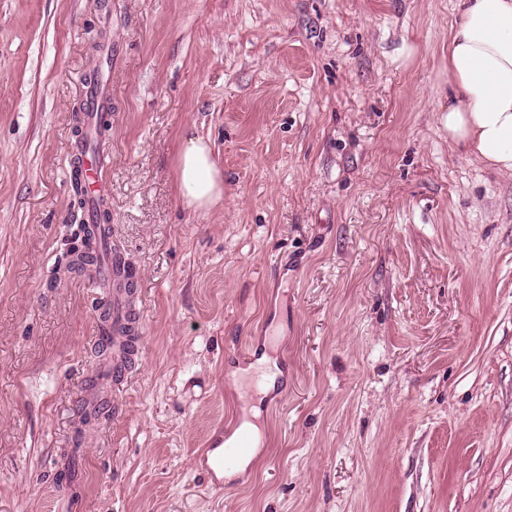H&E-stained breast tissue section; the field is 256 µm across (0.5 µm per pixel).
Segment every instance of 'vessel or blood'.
Masks as SVG:
<instances>
[{
  "label": "vessel or blood",
  "instance_id": "vessel-or-blood-1",
  "mask_svg": "<svg viewBox=\"0 0 512 512\" xmlns=\"http://www.w3.org/2000/svg\"><path fill=\"white\" fill-rule=\"evenodd\" d=\"M107 160L102 156H91L84 169L85 189L88 197H97L103 190V174ZM131 293L122 274L112 276V323L114 325V345L112 347V375L122 377L127 362L138 353L140 347L141 315L133 308ZM253 450V437L245 430L239 431L232 446L226 451L212 455L208 466L210 474L223 472L226 464L235 459L250 455Z\"/></svg>",
  "mask_w": 512,
  "mask_h": 512
}]
</instances>
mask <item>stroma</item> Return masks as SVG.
I'll list each match as a JSON object with an SVG mask.
<instances>
[{"label": "stroma", "mask_w": 512, "mask_h": 512, "mask_svg": "<svg viewBox=\"0 0 512 512\" xmlns=\"http://www.w3.org/2000/svg\"><path fill=\"white\" fill-rule=\"evenodd\" d=\"M455 3L0 0V512H512V173L439 123ZM93 70L143 314L118 382L69 269ZM81 112H83V114H84V119L82 120V125H78L76 127V131H75L76 137L78 138L79 141L84 140L86 137L85 116H86L87 112H99L97 114V120H96V131H97L99 137H102L103 134L110 129L111 123H110L108 117L112 113V103H110L107 106H102L98 109L96 108V110H95L94 108L91 109L89 102L86 101L85 103H83V105L81 107ZM175 170L181 200L188 208L206 214L224 200V170L215 160L209 137L187 134ZM243 427V429L253 434V425L249 424V426ZM243 429L239 431L234 444L227 448L225 452L222 451L212 455L211 464H208V471L213 477H217V474L224 472L225 464L232 463L235 459L250 455L252 452L253 436Z\"/></svg>", "instance_id": "35a3bbf8"}]
</instances>
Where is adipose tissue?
I'll return each mask as SVG.
<instances>
[{"label": "adipose tissue", "mask_w": 512, "mask_h": 512, "mask_svg": "<svg viewBox=\"0 0 512 512\" xmlns=\"http://www.w3.org/2000/svg\"><path fill=\"white\" fill-rule=\"evenodd\" d=\"M448 38L454 94L439 120L448 140L489 167L512 173V0H459ZM180 197L208 213L224 199V170L209 137L190 133L175 163Z\"/></svg>", "instance_id": "ef3b65f1"}]
</instances>
